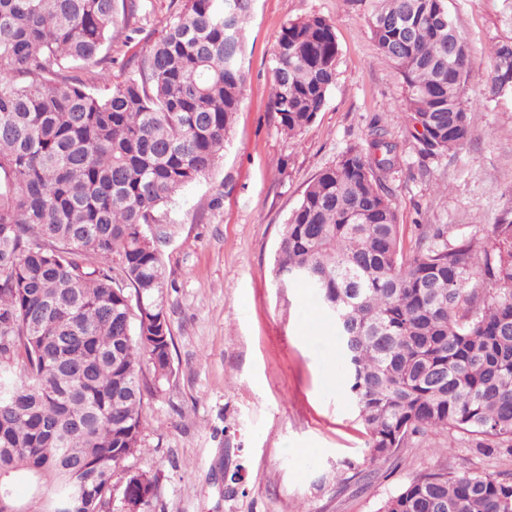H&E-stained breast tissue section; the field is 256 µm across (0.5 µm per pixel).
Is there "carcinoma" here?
I'll list each match as a JSON object with an SVG mask.
<instances>
[{
    "mask_svg": "<svg viewBox=\"0 0 512 512\" xmlns=\"http://www.w3.org/2000/svg\"><path fill=\"white\" fill-rule=\"evenodd\" d=\"M136 0H0V512H151L141 454L143 365L171 373L153 228L224 154L247 81L252 0H184L131 74L101 94L74 71L104 63ZM368 27L405 90L421 153L461 147L468 47L446 0H377ZM333 24L285 21L271 101L301 134L336 80ZM490 90L512 88V45ZM397 143L375 126L309 184L285 224L274 283L304 284L334 323L348 390L387 461L434 428L512 440V211L475 239L420 224L405 255L384 175ZM122 472L121 484L113 482ZM23 478L27 496L14 493ZM380 512H512V481L473 471L411 480Z\"/></svg>",
    "mask_w": 512,
    "mask_h": 512,
    "instance_id": "carcinoma-1",
    "label": "carcinoma"
}]
</instances>
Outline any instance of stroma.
Returning <instances> with one entry per match:
<instances>
[{"label": "stroma", "mask_w": 512, "mask_h": 512, "mask_svg": "<svg viewBox=\"0 0 512 512\" xmlns=\"http://www.w3.org/2000/svg\"><path fill=\"white\" fill-rule=\"evenodd\" d=\"M375 0H253L246 89L215 169L182 189L160 225L172 372L145 399L134 467L158 479L152 512H378L413 478L438 470L512 477V445L443 429L411 437L388 461L367 459L338 341L312 293L277 289L284 226L312 179L362 142L374 122L399 145L385 176L412 247L420 224L487 240L512 206V90L494 95L495 45L512 44V0H448L469 48L476 113L461 148L420 153L403 85L368 28ZM98 76L122 77L157 38L170 0H138ZM332 22L336 81L315 121L282 133L271 104L281 23Z\"/></svg>", "instance_id": "1"}]
</instances>
